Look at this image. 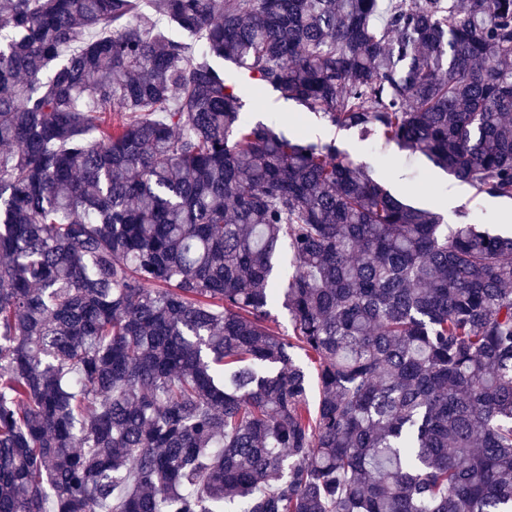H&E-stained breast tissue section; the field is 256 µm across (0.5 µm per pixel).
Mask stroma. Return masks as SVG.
<instances>
[{
  "instance_id": "1",
  "label": "stroma",
  "mask_w": 512,
  "mask_h": 512,
  "mask_svg": "<svg viewBox=\"0 0 512 512\" xmlns=\"http://www.w3.org/2000/svg\"><path fill=\"white\" fill-rule=\"evenodd\" d=\"M246 109L253 120L279 121L288 133L335 140L352 160L370 167L394 195L412 206L441 212L445 223L467 220L504 234L512 232V200L476 194L424 156L408 154L377 138L361 141L356 132L336 128L273 90L265 91L261 102H248Z\"/></svg>"
}]
</instances>
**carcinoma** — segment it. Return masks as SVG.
Segmentation results:
<instances>
[{
  "mask_svg": "<svg viewBox=\"0 0 512 512\" xmlns=\"http://www.w3.org/2000/svg\"><path fill=\"white\" fill-rule=\"evenodd\" d=\"M217 58L512 199V0H0V512H512V235ZM246 110L254 121L278 120L289 134L302 133L322 141L335 139L352 160L370 167L374 177L384 181L394 195L412 206L439 212L445 224L481 222L507 235L512 232V200L476 195L474 189L458 182L422 155H409L377 137L361 141L353 130L336 128L273 90L264 92L261 106L252 100L247 101ZM377 155H382L383 162H376ZM401 168L409 172L408 183L397 176ZM448 185L457 190L458 201L446 209L441 206V200L447 196ZM463 213L466 217L461 216Z\"/></svg>",
  "mask_w": 512,
  "mask_h": 512,
  "instance_id": "cac0c4a2",
  "label": "carcinoma"
}]
</instances>
